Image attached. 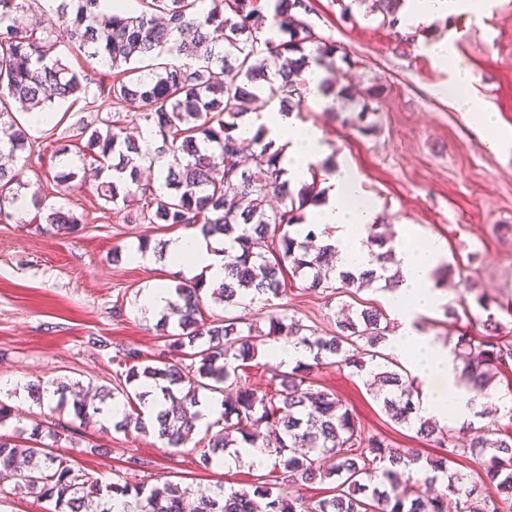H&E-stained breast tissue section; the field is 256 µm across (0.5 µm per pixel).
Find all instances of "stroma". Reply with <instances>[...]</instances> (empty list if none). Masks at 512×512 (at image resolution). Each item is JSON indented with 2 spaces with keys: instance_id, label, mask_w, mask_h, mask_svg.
I'll list each match as a JSON object with an SVG mask.
<instances>
[{
  "instance_id": "stroma-1",
  "label": "stroma",
  "mask_w": 512,
  "mask_h": 512,
  "mask_svg": "<svg viewBox=\"0 0 512 512\" xmlns=\"http://www.w3.org/2000/svg\"><path fill=\"white\" fill-rule=\"evenodd\" d=\"M308 21L356 65L327 72L337 87L348 88L352 100L325 97L306 102L300 120L319 127L328 147V162L346 160L364 178L368 192L381 205L392 229L412 224L421 239L442 243L445 260L460 263L459 276L440 278L443 306L421 315L423 334L447 342L466 334L480 337L475 321L448 319L445 308L474 303L476 295L512 299V143L490 147L463 113L434 97L431 88L442 74L418 42H405L398 30L382 22L372 0H354V21L343 20L338 0H314ZM457 30V52L475 78L479 97L498 116L502 133H512V0H493L488 16L461 17L428 29L434 37ZM374 72L384 90L365 101V75ZM370 106L377 125L364 135L345 126L340 116ZM49 123L29 126L38 156L23 169L26 193L41 191L47 203L81 217L77 232L60 233L29 209L25 219L0 222V389L23 427L58 421L54 403L36 404L26 384L54 379L91 386L112 385L117 362L130 349L159 354L165 340L155 329L157 315L143 304L157 283L174 287L173 268L164 260L153 266L129 257L141 241H166L182 227L127 224L98 198L94 182L57 189L59 169L55 141L76 137L78 122L88 115L84 100H55ZM475 283L465 291L463 277ZM387 309V292L363 288L351 295L310 290L299 278H288L286 293L276 298L287 317L318 331L333 330L343 305ZM316 388L339 396L354 414L364 436L383 437L394 448L431 454V446L414 430L396 425L381 411L362 377L334 365L313 372ZM65 448L80 467L107 482L158 484L165 480L204 489L216 482L247 487L261 472L245 460L212 472H200L194 456L166 453L156 434L119 431L112 424L86 421ZM105 454H86L87 440ZM150 460L147 468L137 459Z\"/></svg>"
}]
</instances>
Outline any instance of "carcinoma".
Returning <instances> with one entry per match:
<instances>
[{
	"label": "carcinoma",
	"instance_id": "obj_1",
	"mask_svg": "<svg viewBox=\"0 0 512 512\" xmlns=\"http://www.w3.org/2000/svg\"><path fill=\"white\" fill-rule=\"evenodd\" d=\"M29 2L0 0V159L8 158L0 162V221L13 218L7 208L22 185L14 162L30 149V135L13 118V104L41 112L57 98L81 95L95 118L80 127L86 136L78 146L80 157L120 174L97 184L104 205L131 224H196L237 246L233 262L224 267V283L211 292L224 308L248 295L278 297L288 272L306 278L311 288L330 289L338 282L342 289H360L379 279L388 289L394 286L396 274L386 275L394 244L377 224L370 225L367 244L378 269L357 275L336 268L330 247L317 244L315 232L297 239L305 209L324 194L317 169L311 181L289 189L279 151L260 129L247 140L252 167L241 164L247 141L237 130L245 117L276 100L290 111L301 110L310 64L334 65L336 45L326 43L305 19L313 0H274L270 13L261 0H139L142 10L131 16L103 12V0H61L49 9L45 27L28 30L16 24V15ZM376 2L383 22L396 26L398 0ZM63 43L108 67L107 82L71 68L57 53ZM142 104L138 118L161 139L154 151L141 150L124 135L121 110ZM70 153L68 143L55 150L62 170L54 181L60 187L81 179ZM156 165L162 180L157 189L142 180V171ZM272 194L281 206L269 205ZM31 200L45 207L39 194ZM132 205L133 213L127 211ZM44 220L67 231L81 223L61 207L47 208ZM202 292L200 282L175 286V300L159 318L164 359L135 349L124 353L113 386L96 388L99 403L81 396L79 383L63 380L32 384L27 393L39 403L56 400L58 410L72 404L80 421L119 409L117 430L145 429L133 401L150 403L159 439L175 453L193 443L198 469L209 471L219 455L236 456L243 445L258 444L274 457L268 477L249 490L220 482L204 492L169 480L151 487L108 483L55 452L72 439L69 423L37 422L27 438L20 427L0 433V471L12 473L14 491L50 504L48 512H113L118 502L120 512H448L452 496L456 512H500L499 502L512 500V435L473 427L459 448L451 428L420 416L417 379L379 351L387 334L382 311L349 308L332 334L296 321L287 325L273 313L264 332L237 317H204ZM475 301L486 313L475 320L487 334L478 342L462 335L454 350L463 364L462 379L486 394L512 360V344L497 341L499 321L483 295ZM285 328L311 362L300 361L289 372L272 368L270 389L259 396L241 384L238 370L254 359L265 338ZM326 363L367 373V388L387 417L416 427L441 453L424 460L415 448H392L377 436L362 435L342 401L315 387L311 373ZM203 390L224 396V412L195 441ZM467 453L482 458L477 479L468 482L451 467ZM324 456L333 460L329 469L321 464ZM324 478L334 479L335 486L314 507L288 497L289 484Z\"/></svg>",
	"mask_w": 512,
	"mask_h": 512
}]
</instances>
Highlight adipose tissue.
Wrapping results in <instances>:
<instances>
[{
  "label": "adipose tissue",
  "mask_w": 512,
  "mask_h": 512,
  "mask_svg": "<svg viewBox=\"0 0 512 512\" xmlns=\"http://www.w3.org/2000/svg\"><path fill=\"white\" fill-rule=\"evenodd\" d=\"M486 6V0H403L398 11L399 26L402 32L412 34L453 17L479 13ZM456 38V33L451 31L421 45L422 51L446 74L432 93L447 101L454 111L471 117L492 144H499L496 114L481 106L471 71L458 61ZM260 127L280 151L283 178L289 188L296 189L310 181L312 168L327 152L321 130L275 103L260 114L247 116L241 130L249 137ZM323 187L321 202L308 214L309 224L332 228L329 243L336 250L338 269L370 268L372 257L366 243L367 231L381 220L379 205L356 169L341 161L330 168ZM224 248L223 241L196 229L170 239L164 254L177 269L202 278L204 287L214 288L224 280ZM442 258L441 243L430 240L419 244L412 228L401 230L395 245L401 280L390 293L400 327L391 339L390 348L411 362L418 378H434L444 385L443 390L430 393L422 400V416L440 423L463 424L471 419V393L458 379L447 346L425 336L412 324L416 315L439 303L434 273Z\"/></svg>",
  "instance_id": "obj_1"
}]
</instances>
